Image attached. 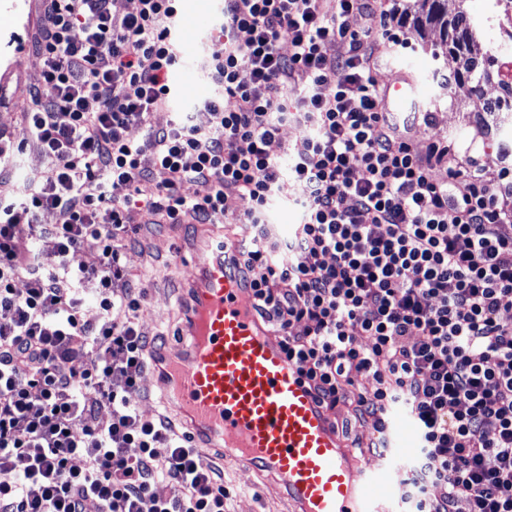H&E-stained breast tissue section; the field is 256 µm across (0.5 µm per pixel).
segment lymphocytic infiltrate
<instances>
[{"instance_id": "lymphocytic-infiltrate-1", "label": "lymphocytic infiltrate", "mask_w": 512, "mask_h": 512, "mask_svg": "<svg viewBox=\"0 0 512 512\" xmlns=\"http://www.w3.org/2000/svg\"><path fill=\"white\" fill-rule=\"evenodd\" d=\"M39 2L43 67L19 142L0 140V164L32 144L50 165L20 198L0 194V512H224L201 450L137 409L147 291L125 242L130 207L211 224L232 195L255 228L238 272L316 400L353 399L382 438L393 409L410 417L413 512H512V214L485 173L437 141L419 152L383 112L377 43L403 39L346 22L377 0H224V42L205 60L220 92L165 128L150 117L169 102L180 0L124 15L113 0ZM289 123L304 135L284 170L269 146ZM188 182L209 191L187 197ZM288 186L303 222L277 241L263 217ZM46 210L58 223H39ZM42 238L55 264L39 262Z\"/></svg>"}]
</instances>
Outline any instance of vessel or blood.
<instances>
[{"label":"vessel or blood","mask_w":512,"mask_h":512,"mask_svg":"<svg viewBox=\"0 0 512 512\" xmlns=\"http://www.w3.org/2000/svg\"><path fill=\"white\" fill-rule=\"evenodd\" d=\"M383 109L423 111L412 66L396 69ZM196 240L201 259L189 284L185 344L162 352V401L173 420L225 465L273 477L294 512H390L408 433L394 435L385 471L355 458L255 311L233 266L236 239L223 225L204 224Z\"/></svg>","instance_id":"b4317fda"}]
</instances>
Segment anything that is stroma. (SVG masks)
<instances>
[{
	"mask_svg": "<svg viewBox=\"0 0 512 512\" xmlns=\"http://www.w3.org/2000/svg\"><path fill=\"white\" fill-rule=\"evenodd\" d=\"M35 5V0H0V134H19L25 91L42 66L31 47L19 44L32 31ZM180 19L190 25L203 21L208 24L198 43L184 50V59L197 63L203 47L211 46L219 36V0H183ZM403 34L407 47L380 45L383 62L379 82L387 84L398 63L418 68L432 124L415 129V148L422 152L430 142L439 141L447 144L460 160L471 161L474 168L496 174V186L502 191L500 199L512 210V197L506 192L512 183L502 179L504 165L496 149V137L486 132L480 120L481 98L471 94L469 85L448 84L447 77L457 66L455 59L443 54L435 60L425 51V44L439 42L438 30H430L421 37L407 28ZM48 167V160L32 147L20 148L11 166V187L23 189L40 184ZM129 222L136 227L137 234L126 253V263L133 277L143 280L148 287V303L141 322L149 333L162 334L165 345L181 348L179 330L185 319L188 283L195 266L189 254L179 252L176 237H191L192 228L186 225L181 232H173L169 225L149 223L146 213L137 208L131 209ZM330 415L345 426L350 446L361 448L375 464H384V449L374 446L372 429L357 421L352 402L338 403ZM211 464L228 491L225 512H290L287 499L267 478L222 466L216 458Z\"/></svg>",
	"mask_w": 512,
	"mask_h": 512,
	"instance_id": "35a3bbf8",
	"label": "stroma"
}]
</instances>
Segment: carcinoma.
<instances>
[{"instance_id": "1", "label": "carcinoma", "mask_w": 512, "mask_h": 512, "mask_svg": "<svg viewBox=\"0 0 512 512\" xmlns=\"http://www.w3.org/2000/svg\"><path fill=\"white\" fill-rule=\"evenodd\" d=\"M402 15L404 21L416 30L427 26L439 28L441 42L431 46L432 58H438L443 49L459 61V67L448 77V81L471 83L476 96L482 85L496 81L499 95L483 102V112L488 116L484 125H492L504 134L497 141L498 153L503 160L512 159V81L499 78L494 56L479 53L481 33L476 30L473 17L461 6L454 14H448V0H421V11L413 14L405 9Z\"/></svg>"}]
</instances>
